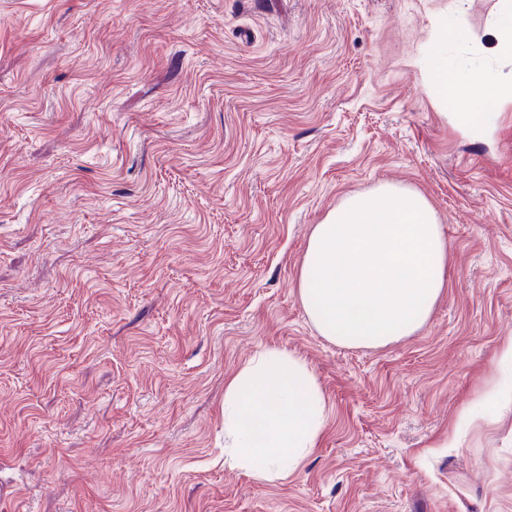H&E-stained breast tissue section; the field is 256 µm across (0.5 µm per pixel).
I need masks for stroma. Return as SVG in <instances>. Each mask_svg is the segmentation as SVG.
<instances>
[{
  "label": "stroma",
  "instance_id": "1",
  "mask_svg": "<svg viewBox=\"0 0 512 512\" xmlns=\"http://www.w3.org/2000/svg\"><path fill=\"white\" fill-rule=\"evenodd\" d=\"M500 0H0V512H512V108L460 132L426 72L512 77ZM421 193L452 263L414 336H320L313 225ZM306 360L323 436L224 461V382ZM473 419L461 422L462 410Z\"/></svg>",
  "mask_w": 512,
  "mask_h": 512
}]
</instances>
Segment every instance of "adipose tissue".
I'll return each instance as SVG.
<instances>
[{
	"label": "adipose tissue",
	"instance_id": "1",
	"mask_svg": "<svg viewBox=\"0 0 512 512\" xmlns=\"http://www.w3.org/2000/svg\"><path fill=\"white\" fill-rule=\"evenodd\" d=\"M459 23L433 22L429 77L460 131L512 107V79L449 66L445 47ZM450 254L420 193L384 184L348 195L314 225L297 284L302 306L327 340L380 347L416 334L448 286ZM328 407L303 359L268 348L239 366L224 388L228 455L258 482H284L317 448Z\"/></svg>",
	"mask_w": 512,
	"mask_h": 512
}]
</instances>
